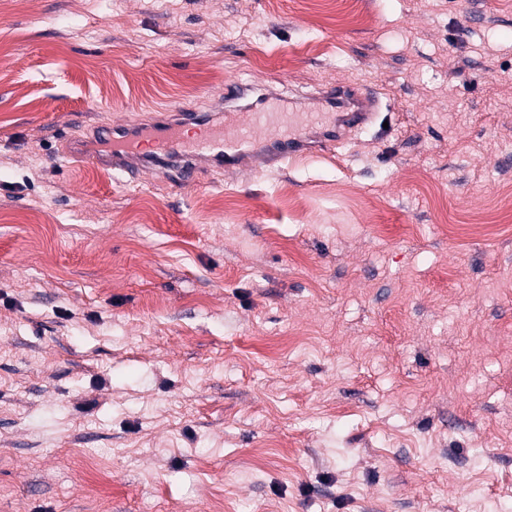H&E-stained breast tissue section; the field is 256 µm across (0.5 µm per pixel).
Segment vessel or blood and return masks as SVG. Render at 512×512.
Segmentation results:
<instances>
[{"label":"vessel or blood","instance_id":"vessel-or-blood-1","mask_svg":"<svg viewBox=\"0 0 512 512\" xmlns=\"http://www.w3.org/2000/svg\"><path fill=\"white\" fill-rule=\"evenodd\" d=\"M322 97L336 102L337 112H283L263 106L234 113L220 125L206 115L182 112L162 117L138 133L123 124L102 127L96 136L111 145L110 154L74 147L67 156L122 178L156 167L170 183L186 187L206 166L233 172L248 162L282 163L326 151L341 144L346 131L370 127L379 110L378 92L371 86L339 84L324 90ZM189 125L198 126L200 135L186 138L183 129Z\"/></svg>","mask_w":512,"mask_h":512}]
</instances>
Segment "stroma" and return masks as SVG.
<instances>
[{
    "label": "stroma",
    "mask_w": 512,
    "mask_h": 512,
    "mask_svg": "<svg viewBox=\"0 0 512 512\" xmlns=\"http://www.w3.org/2000/svg\"><path fill=\"white\" fill-rule=\"evenodd\" d=\"M239 80L373 125L175 187L65 163ZM512 0H0V512H512Z\"/></svg>",
    "instance_id": "1"
}]
</instances>
